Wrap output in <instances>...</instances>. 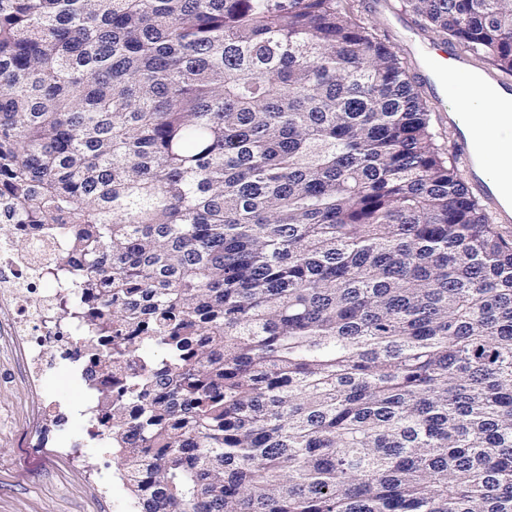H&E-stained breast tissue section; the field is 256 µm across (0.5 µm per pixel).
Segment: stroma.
<instances>
[{
	"label": "stroma",
	"instance_id": "obj_1",
	"mask_svg": "<svg viewBox=\"0 0 512 512\" xmlns=\"http://www.w3.org/2000/svg\"><path fill=\"white\" fill-rule=\"evenodd\" d=\"M355 7L407 61L433 109L436 142L448 148L442 113L450 101L433 95L420 75L423 58L448 51L447 42L431 29L392 36L393 10L369 9L367 0H355ZM11 319V307L0 302V512H135L117 458L87 434L94 391L67 366L32 383ZM73 441L82 443V455H63Z\"/></svg>",
	"mask_w": 512,
	"mask_h": 512
}]
</instances>
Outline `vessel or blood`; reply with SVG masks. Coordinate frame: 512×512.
Listing matches in <instances>:
<instances>
[{
    "label": "vessel or blood",
    "mask_w": 512,
    "mask_h": 512,
    "mask_svg": "<svg viewBox=\"0 0 512 512\" xmlns=\"http://www.w3.org/2000/svg\"><path fill=\"white\" fill-rule=\"evenodd\" d=\"M452 61L455 81L465 89L477 88L502 99L512 97V79L497 71L480 68L478 61L468 55H453ZM444 119L453 133V151L467 164L471 192L481 196L494 210L498 223L512 224V203H504L496 179L487 175L486 160L479 153L471 128L464 124L456 109H449Z\"/></svg>",
    "instance_id": "1"
}]
</instances>
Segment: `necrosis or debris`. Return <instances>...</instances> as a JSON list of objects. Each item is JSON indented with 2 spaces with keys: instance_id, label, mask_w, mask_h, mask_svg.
I'll return each mask as SVG.
<instances>
[{
  "instance_id": "4bbe7bcc",
  "label": "necrosis or debris",
  "mask_w": 512,
  "mask_h": 512,
  "mask_svg": "<svg viewBox=\"0 0 512 512\" xmlns=\"http://www.w3.org/2000/svg\"><path fill=\"white\" fill-rule=\"evenodd\" d=\"M35 234L29 225L9 224L0 233V299L13 307L14 328L28 361L29 377L40 381L59 364H87L88 337L56 314L53 295L44 294L29 245Z\"/></svg>"
}]
</instances>
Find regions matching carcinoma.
Listing matches in <instances>:
<instances>
[{
  "mask_svg": "<svg viewBox=\"0 0 512 512\" xmlns=\"http://www.w3.org/2000/svg\"><path fill=\"white\" fill-rule=\"evenodd\" d=\"M341 2L0 0V200L137 512H512V241ZM400 6L512 76V0Z\"/></svg>",
  "mask_w": 512,
  "mask_h": 512,
  "instance_id": "obj_1",
  "label": "carcinoma"
}]
</instances>
